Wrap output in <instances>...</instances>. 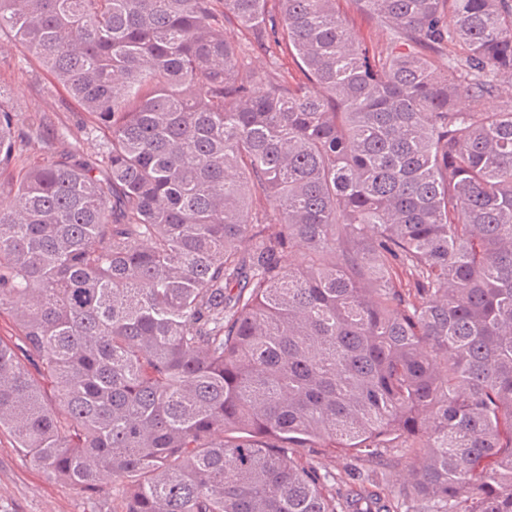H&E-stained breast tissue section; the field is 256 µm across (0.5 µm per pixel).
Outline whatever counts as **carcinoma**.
Segmentation results:
<instances>
[{
  "label": "carcinoma",
  "mask_w": 512,
  "mask_h": 512,
  "mask_svg": "<svg viewBox=\"0 0 512 512\" xmlns=\"http://www.w3.org/2000/svg\"><path fill=\"white\" fill-rule=\"evenodd\" d=\"M352 2L384 48L336 0H0L103 134L0 97V165L41 156L0 182V434L95 512H347L302 448L512 512V0ZM337 9L346 19L352 32L359 40L368 43L382 42V34L376 30L369 16L359 10L352 2L340 0L337 3Z\"/></svg>",
  "instance_id": "obj_1"
}]
</instances>
